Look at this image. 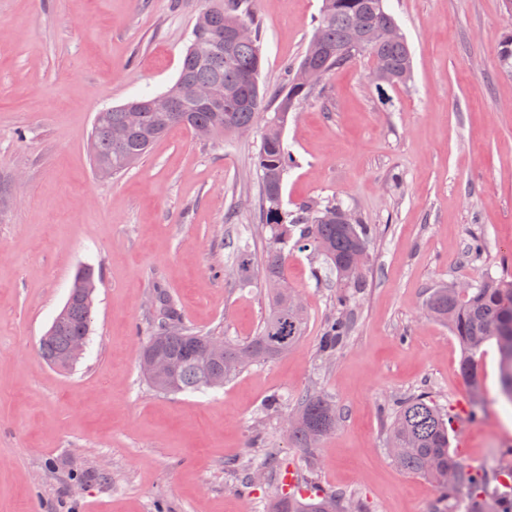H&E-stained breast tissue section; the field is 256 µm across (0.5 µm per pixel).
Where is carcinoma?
<instances>
[{
	"label": "carcinoma",
	"mask_w": 512,
	"mask_h": 512,
	"mask_svg": "<svg viewBox=\"0 0 512 512\" xmlns=\"http://www.w3.org/2000/svg\"><path fill=\"white\" fill-rule=\"evenodd\" d=\"M245 23L251 30L248 39L232 36L233 29ZM315 35L321 45L310 42L302 58L286 66L287 81L268 91L259 86L258 76L263 57L259 27L248 12L244 0H208L199 13L192 30V39L184 55L176 82L166 95L176 102L172 112H159L151 98L136 100L139 110L129 112L126 105L104 110L103 119L94 125L90 153L97 174L112 177L127 171L142 159L170 128L184 126L209 133L211 138L239 134L250 130L260 113L272 110L257 155L262 193V224L268 233V246L262 265L246 245L237 249L235 265L240 280L252 278L255 267H261L267 286L269 312L259 334L246 343L224 342L220 360L203 356L198 334L183 326L177 305L165 289H153L152 302L156 319L153 337L159 340L164 354L178 362L172 381L147 379L162 392H196L210 389L213 381L228 380L233 371V355L250 347L255 361L273 360L288 352L300 338L304 314L292 310L275 288L284 276L290 241L300 248H311L323 258L325 269L336 274L342 284L356 283L360 271L349 269L348 260L358 249L367 248L371 227L360 222L338 223L344 212L340 206H314L304 202L293 212L281 207L285 175L296 163L284 145L283 131L288 114L306 100L314 87L331 72L347 65L356 56L366 53L373 62L372 72L378 84L400 86L412 76L409 44L385 0H322L316 20ZM503 73L512 74V33L504 36L498 52ZM301 68L311 70L308 84L295 83ZM194 87H210L215 96L208 102L197 101ZM125 131L117 141L112 130ZM299 237H294V230ZM95 278L92 268L79 271L64 311L53 321L51 334L42 337L40 353L53 363L63 355L77 336H87L86 299L80 292L84 281ZM430 315L448 325L461 346V372L472 387V412L484 410L485 396L478 369L477 354L493 340L500 355L499 394L512 402V356L505 346L512 344V282L488 280L458 292L454 288L436 289L426 302ZM351 330V321L339 315L328 321L320 341V350L332 354L342 345ZM336 408L320 394H307L296 413V422L289 436L298 448H312L336 428ZM449 421L424 394L405 399L390 417L388 443L396 445V466L404 472L419 474L434 481L440 491V505L434 512H512V497L499 491L500 476L512 472L504 469L512 459V448L498 453L493 463L479 468L465 466L451 448ZM347 496L328 493L302 498L281 492L272 512H343Z\"/></svg>",
	"instance_id": "carcinoma-1"
}]
</instances>
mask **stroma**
<instances>
[{
	"label": "stroma",
	"instance_id": "1",
	"mask_svg": "<svg viewBox=\"0 0 512 512\" xmlns=\"http://www.w3.org/2000/svg\"><path fill=\"white\" fill-rule=\"evenodd\" d=\"M204 2L0 0V512H270L289 467L362 512H432L437 485L388 451L398 402L426 392L451 411L466 466L512 448L495 343L477 356L487 403L472 419L459 343L425 310L443 285L512 280V77L498 62L512 19L503 0H386L412 81L376 85L357 56L289 114L284 135L296 157L284 210L338 203L372 228L350 335L322 354L336 280L292 246L288 287L306 310L296 345L223 388L162 394L139 368L156 283L204 334L244 342L265 319L261 274L242 283L234 260L238 246L259 258L267 247L264 123L216 141L173 127L111 178L94 172L89 143L98 112L175 82ZM321 5L251 0L261 86L283 83ZM87 265L98 275L89 340L62 371L38 343ZM308 393L332 401L338 424L297 448L287 420Z\"/></svg>",
	"mask_w": 512,
	"mask_h": 512
}]
</instances>
